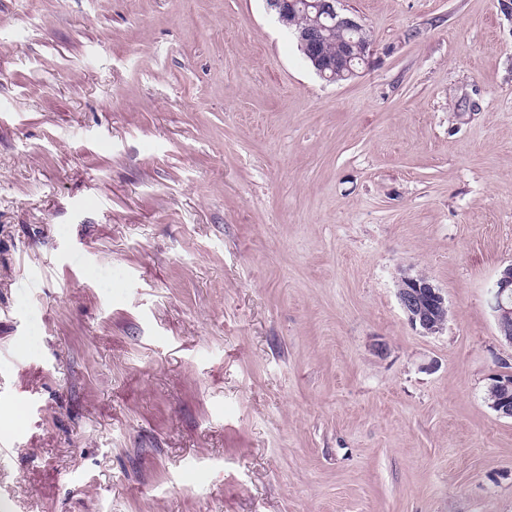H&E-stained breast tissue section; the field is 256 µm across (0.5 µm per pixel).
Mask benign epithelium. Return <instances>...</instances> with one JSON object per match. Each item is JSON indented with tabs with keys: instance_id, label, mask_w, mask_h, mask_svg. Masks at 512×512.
<instances>
[{
	"instance_id": "obj_1",
	"label": "benign epithelium",
	"mask_w": 512,
	"mask_h": 512,
	"mask_svg": "<svg viewBox=\"0 0 512 512\" xmlns=\"http://www.w3.org/2000/svg\"><path fill=\"white\" fill-rule=\"evenodd\" d=\"M342 2L265 0L268 12L280 23L294 14L307 18V24L295 31V38L316 73L333 83L358 76L359 67L368 64L373 52V42L365 25L355 15L344 12ZM336 30L354 33L358 40L334 58L325 56L320 52V42ZM397 295L412 326L424 334H434L443 328L448 319V304L427 278L402 277ZM488 307L500 336L512 344V264L500 272L490 287ZM491 388L494 395L490 408L502 417L512 418V371L495 373Z\"/></svg>"
}]
</instances>
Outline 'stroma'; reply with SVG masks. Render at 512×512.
<instances>
[{
    "label": "stroma",
    "mask_w": 512,
    "mask_h": 512,
    "mask_svg": "<svg viewBox=\"0 0 512 512\" xmlns=\"http://www.w3.org/2000/svg\"><path fill=\"white\" fill-rule=\"evenodd\" d=\"M345 6L329 83L265 0H0L8 512H512V0ZM488 307L500 336L512 344V264L490 287ZM397 295L409 322L423 334H434L443 328L448 319V304L427 278L403 276ZM491 380L494 395L490 408L499 416L512 418V371L497 372Z\"/></svg>",
    "instance_id": "obj_1"
}]
</instances>
